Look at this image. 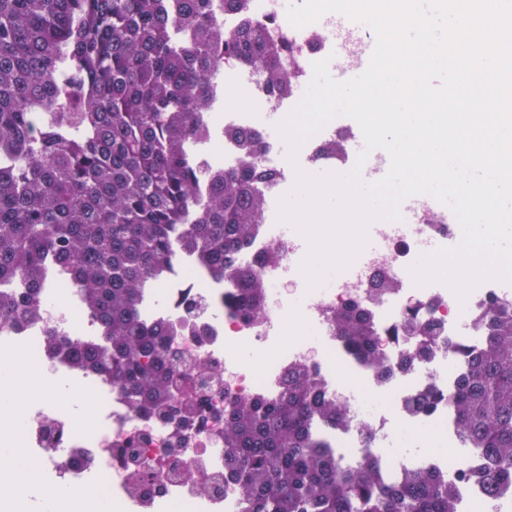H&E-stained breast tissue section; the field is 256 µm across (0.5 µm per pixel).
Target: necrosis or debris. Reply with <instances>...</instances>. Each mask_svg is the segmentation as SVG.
I'll use <instances>...</instances> for the list:
<instances>
[{
    "label": "necrosis or debris",
    "mask_w": 512,
    "mask_h": 512,
    "mask_svg": "<svg viewBox=\"0 0 512 512\" xmlns=\"http://www.w3.org/2000/svg\"><path fill=\"white\" fill-rule=\"evenodd\" d=\"M287 8L286 0H246L244 9L223 10L219 17L232 31L260 22L267 36L283 46L298 86L279 95L250 67L226 61L212 77L215 103L191 141L198 166L215 174L238 165L240 147L233 131H252L260 139L258 164L273 174L261 185L267 217L249 247L237 254L236 263L257 269L265 282L261 315L244 318L235 282L216 276L189 253L149 278L140 293L143 320L162 321L172 329L167 342L176 352L171 362L175 383L210 391L204 419L180 429L174 422L142 416L110 375L76 367L72 343L101 347L106 338L71 278L52 270L39 290L34 316L0 321V350L36 365L34 380L42 389L40 399L16 410L12 373L0 371V447L29 448L38 473L51 475L76 496L107 498L112 512H248L224 467V397L275 399L288 371L304 365L317 373L329 397L349 408L344 425L316 424L315 435L326 447L348 461L372 453L392 475L413 468L444 472L456 492L457 512H512V490L495 495L462 477L463 460L452 453L458 445L455 415L447 402L428 412L412 407L426 387H436L444 396L454 391L458 377L448 371L449 354L460 345L482 344L481 316L490 299H512V290L497 280L480 283L463 301L445 284H415L410 268L425 244L441 247L448 240H461L459 223L441 222L422 205L416 223L382 220L369 225L368 235H381L384 248L362 251L352 271L312 290L300 271L307 240L276 219L285 194L283 171L290 162L281 153L270 113L297 105L314 62L331 56L344 70H352L373 35L361 24L340 38L322 19L297 28L288 22ZM275 244L281 248L280 257L266 260ZM382 278L391 282V289L378 288ZM346 303L372 313L384 342L387 372L369 367L338 336L330 313ZM428 322L435 323L438 332L432 356L405 365L415 344L413 324ZM206 361L218 365L219 379L201 372ZM65 388L92 403L89 431L76 430L75 413L61 395ZM421 429L433 434V450L400 454L406 434ZM132 440L139 443L142 467L156 479L151 489L139 493L131 488V461L118 455ZM202 472L209 475V486L200 485Z\"/></svg>",
    "instance_id": "necrosis-or-debris-1"
}]
</instances>
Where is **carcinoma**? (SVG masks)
I'll use <instances>...</instances> for the list:
<instances>
[{"label":"carcinoma","instance_id":"cac0c4a2","mask_svg":"<svg viewBox=\"0 0 512 512\" xmlns=\"http://www.w3.org/2000/svg\"><path fill=\"white\" fill-rule=\"evenodd\" d=\"M282 54L259 25L223 30L213 0H0V319L36 313L42 276L64 272L107 339L104 348L72 344L73 364L112 375L142 413L201 418L208 398L173 390L169 330L148 326L137 300L183 249L240 282L245 314L262 312L263 280L233 258L262 223L259 182L270 174L246 137L238 169L206 178L190 138L224 56L286 91L293 77ZM33 105L49 106L38 128ZM15 286L29 289L26 303L2 292ZM486 318L484 345L455 349L465 368L448 404L463 446L485 462L463 473L495 492L512 487V304L491 301ZM331 320L371 366L385 367L370 313L349 304ZM416 336L412 358L425 359L436 327ZM347 416L304 366L288 371L274 401L224 399L225 464L250 512H456L440 471L389 479L370 455L342 464L311 421Z\"/></svg>","mask_w":512,"mask_h":512}]
</instances>
